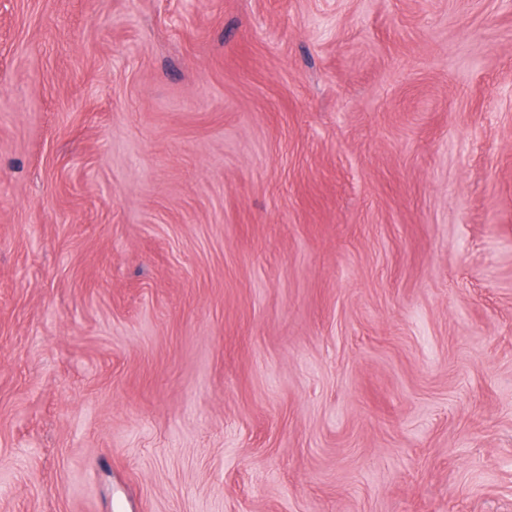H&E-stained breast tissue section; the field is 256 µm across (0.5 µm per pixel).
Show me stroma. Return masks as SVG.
<instances>
[{"mask_svg": "<svg viewBox=\"0 0 512 512\" xmlns=\"http://www.w3.org/2000/svg\"><path fill=\"white\" fill-rule=\"evenodd\" d=\"M0 512H512V0H0Z\"/></svg>", "mask_w": 512, "mask_h": 512, "instance_id": "obj_1", "label": "stroma"}]
</instances>
